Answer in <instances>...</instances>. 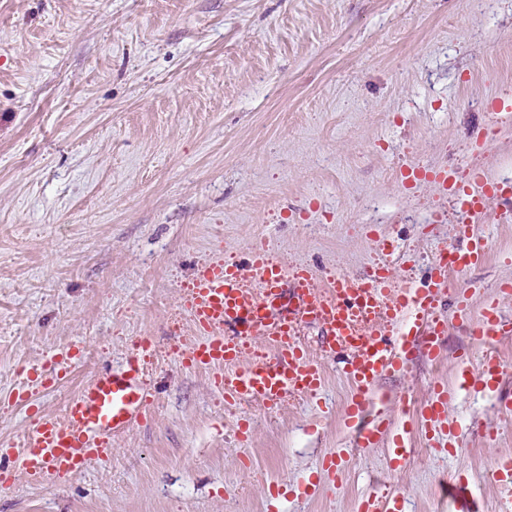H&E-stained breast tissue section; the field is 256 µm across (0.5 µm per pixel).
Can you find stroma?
Instances as JSON below:
<instances>
[{"label":"stroma","mask_w":512,"mask_h":512,"mask_svg":"<svg viewBox=\"0 0 512 512\" xmlns=\"http://www.w3.org/2000/svg\"><path fill=\"white\" fill-rule=\"evenodd\" d=\"M497 100L512 101V0H0V444L21 443L35 415L61 416L140 340L155 346L158 388L110 461L41 484L1 462L0 512H358L379 482L403 512H461L446 478L467 481L483 512L512 501L490 478L512 460L497 397L458 392L451 436L415 431L395 468L392 435L356 446L352 388L319 325L299 340L323 388L271 408L227 404L214 373L181 357L194 273L217 257L262 245L323 284L385 261L398 286L415 284L463 215L400 170L512 185V116ZM511 207L488 203L486 261L449 276L475 321L492 297L512 318ZM445 311L438 358L416 346L374 386L397 426L433 383L455 386L460 350L481 351ZM72 344L84 354L67 380H27ZM479 425L496 438L475 437ZM331 451L339 469L319 493L270 495Z\"/></svg>","instance_id":"obj_1"}]
</instances>
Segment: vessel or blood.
Returning <instances> with one entry per match:
<instances>
[{
  "label": "vessel or blood",
  "instance_id": "b4317fda",
  "mask_svg": "<svg viewBox=\"0 0 512 512\" xmlns=\"http://www.w3.org/2000/svg\"><path fill=\"white\" fill-rule=\"evenodd\" d=\"M403 182L426 180L449 192L467 220L460 227L461 245L442 249L431 265L429 278L418 285L399 288L387 267H373L360 278L337 275L324 289H316L311 271L289 273L273 264L260 249H252L247 266L210 264L200 267L193 281L189 310L198 341L183 351L193 368L220 373L218 384L232 404L257 401L273 406L290 396L314 394L325 382L322 366L311 360L296 340L297 322L308 319L325 327V351L346 352L344 376L353 393L348 418L355 428L357 447H372L389 422L385 413L368 416L374 404L375 382L386 373L404 370L415 338H423L430 356H437L447 332L440 315L439 288L449 273H463L482 264L485 241L478 218L494 197L512 198V189L499 183L463 184L453 169L425 170L408 167ZM392 322L394 336L383 337L375 328L379 318ZM267 336L273 361L258 358L249 366L240 362L238 337L256 333ZM470 334L482 347L480 359L470 352L458 354L462 389L498 391L506 367L493 344L512 334V320L505 319L496 301H489L480 322ZM76 346L56 353L47 365L28 371V380L51 387L66 379L79 359ZM153 349L149 340L129 351L120 369L98 372L80 387L65 406L62 419L39 417L21 447L8 452L19 459L33 481H55L80 469L92 457H110L111 437L124 433L143 419L153 405L155 389L149 376ZM452 390L434 385L428 397L414 409V417L426 434H443ZM448 494L464 512H479L469 486L455 479ZM361 512H402L399 493L378 484Z\"/></svg>",
  "mask_w": 512,
  "mask_h": 512
}]
</instances>
